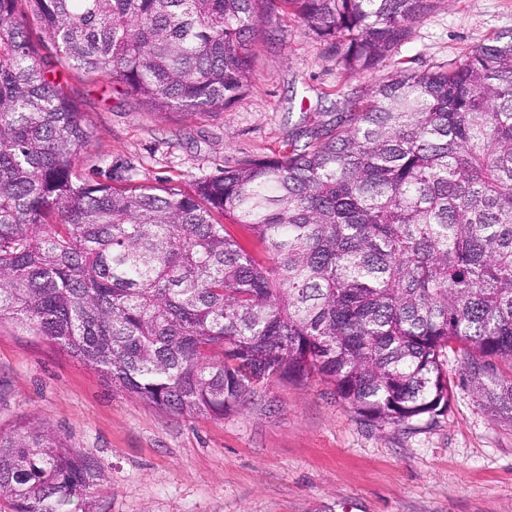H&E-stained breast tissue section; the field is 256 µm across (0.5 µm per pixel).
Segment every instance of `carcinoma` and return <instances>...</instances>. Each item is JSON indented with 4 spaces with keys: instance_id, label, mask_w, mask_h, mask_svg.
<instances>
[{
    "instance_id": "cac0c4a2",
    "label": "carcinoma",
    "mask_w": 512,
    "mask_h": 512,
    "mask_svg": "<svg viewBox=\"0 0 512 512\" xmlns=\"http://www.w3.org/2000/svg\"><path fill=\"white\" fill-rule=\"evenodd\" d=\"M430 8L0 0V320L192 418L312 377L379 423L433 417L448 406L454 347L487 409L512 422V375L494 366L512 364V34L446 69L397 64L334 122L190 191L87 179V113L38 49L159 112H215L251 86L255 38L277 13L354 76L376 71ZM102 481L92 456L40 424L0 433L13 512H97Z\"/></svg>"
}]
</instances>
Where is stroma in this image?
Returning <instances> with one entry per match:
<instances>
[{
  "label": "stroma",
  "instance_id": "obj_1",
  "mask_svg": "<svg viewBox=\"0 0 512 512\" xmlns=\"http://www.w3.org/2000/svg\"><path fill=\"white\" fill-rule=\"evenodd\" d=\"M512 34V0H433L380 66L438 69ZM89 113L85 175L129 166L138 182L189 189L242 160L284 150L299 124L332 122L372 80L348 77L293 16L254 45L252 85L218 112H156L120 84L68 67ZM440 415L404 424L359 416L312 378L275 380L221 416L186 418L128 396L9 321L0 323V432L26 420L92 453L99 512H512V422L493 416L449 353Z\"/></svg>",
  "mask_w": 512,
  "mask_h": 512
}]
</instances>
